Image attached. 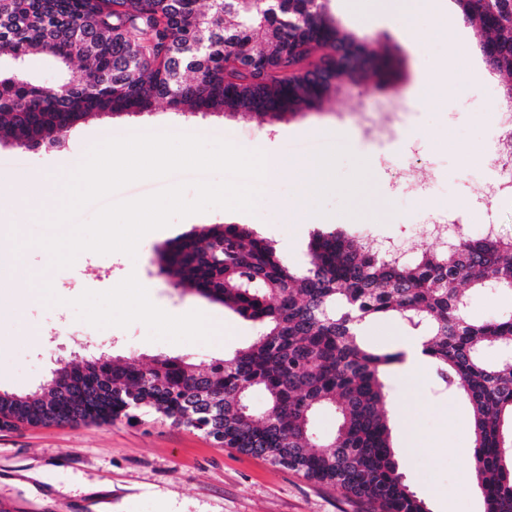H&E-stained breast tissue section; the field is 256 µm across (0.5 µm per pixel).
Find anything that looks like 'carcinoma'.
<instances>
[{
    "instance_id": "1",
    "label": "carcinoma",
    "mask_w": 512,
    "mask_h": 512,
    "mask_svg": "<svg viewBox=\"0 0 512 512\" xmlns=\"http://www.w3.org/2000/svg\"><path fill=\"white\" fill-rule=\"evenodd\" d=\"M487 33L480 51L512 96V0H457ZM201 31L207 53L185 46ZM33 51L64 67L53 88L26 79ZM0 143L59 144L79 115L139 114L158 99L190 114L256 115L270 123L312 109L346 81L392 74L314 0L273 16L255 0H0ZM299 269L244 224H214L159 256L176 288L259 324L254 341L220 362L159 356L149 364L99 356L65 364L25 395L0 393V431L21 425L107 423L140 416L197 431L286 467L367 505L431 512L399 471L384 411L387 369L401 350L366 346L362 326L393 315L424 332L423 353L473 419V485L485 512H512V312L475 321L461 286L512 295V235L459 236L411 259L392 258L336 231L313 235ZM496 353L488 360L487 354ZM262 389L267 408L249 404ZM320 409L338 417L313 444Z\"/></svg>"
}]
</instances>
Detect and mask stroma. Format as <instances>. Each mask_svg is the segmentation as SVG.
I'll list each match as a JSON object with an SVG mask.
<instances>
[{
	"mask_svg": "<svg viewBox=\"0 0 512 512\" xmlns=\"http://www.w3.org/2000/svg\"><path fill=\"white\" fill-rule=\"evenodd\" d=\"M329 10L349 31L373 38L379 54L392 56L399 73L387 83L366 77L323 99L311 111L279 123L257 117L211 115L184 117L166 103L152 112L120 117H91L82 122L58 151H31L0 145V189L16 179L49 173L63 179L89 149L110 137L132 131L189 127L211 139L271 151L296 162L314 157L330 145L347 147L338 164L349 175L354 158L368 162L369 179L352 202L337 193L325 202L326 213L315 223L284 219L281 209L296 192L282 177L260 184L257 211L213 209L190 215L148 233L136 258L122 253H81L74 265L54 270L48 253L31 244L20 254L29 278L46 279L50 290L30 297L27 280L0 271V283L13 304L0 308V391L29 393L50 377L51 361L68 363L103 351L113 358L149 362L158 355L189 356L206 364L223 360L250 343L256 323L223 304L173 287L161 272L157 254L168 242L202 232L214 224H245L272 241L295 267L308 261L315 232L339 230L359 242L397 246L405 256L428 247L422 222L441 213L472 234L469 203L475 194L471 177L482 175L494 149L496 116L488 112L491 93L502 92L501 76L492 74L479 50L484 35L478 26L462 24L447 36L427 35L429 19L417 25L425 37L406 43L396 22L364 20L349 0H329ZM450 68L443 98L420 97L422 78ZM407 107L401 120L374 112L378 94ZM380 127L398 124L405 137L401 158L365 144L359 121ZM413 161L415 176L431 186L418 209L403 197L401 159ZM352 214H344L343 205ZM148 292L151 310L138 300ZM469 313L486 320L512 312V296L493 288H465ZM194 313L205 319V335L186 321ZM89 327L92 339L75 337ZM367 343L381 349L403 348L418 333L403 321L381 318L362 331ZM385 410L390 419L398 462L407 483L431 512H484L479 492L463 487L473 467V421L467 399L438 386L432 369L412 376L391 369ZM0 512H366L359 502L335 488L305 478L269 461L239 453L199 433L148 419L137 424L117 420L103 425L24 426L0 431Z\"/></svg>",
	"mask_w": 512,
	"mask_h": 512,
	"instance_id": "obj_1",
	"label": "stroma"
}]
</instances>
